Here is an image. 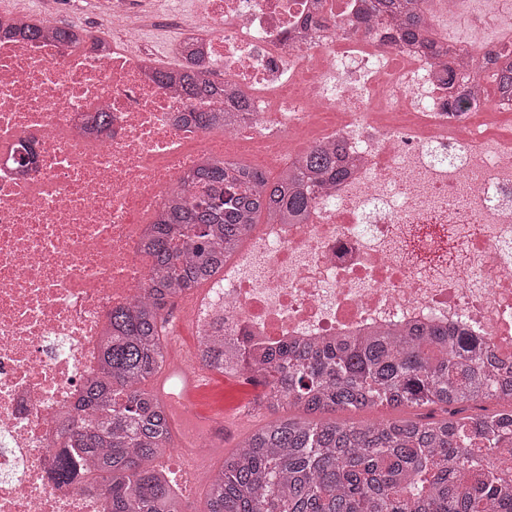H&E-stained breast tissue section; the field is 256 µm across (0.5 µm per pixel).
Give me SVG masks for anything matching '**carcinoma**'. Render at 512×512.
I'll return each mask as SVG.
<instances>
[{
  "instance_id": "1",
  "label": "carcinoma",
  "mask_w": 512,
  "mask_h": 512,
  "mask_svg": "<svg viewBox=\"0 0 512 512\" xmlns=\"http://www.w3.org/2000/svg\"><path fill=\"white\" fill-rule=\"evenodd\" d=\"M401 37L438 61L456 81L489 80L512 92L507 50H470L439 36L419 0H368L358 24ZM56 39L82 48L74 28ZM154 77L189 98L224 96V113L195 112L200 129L242 130L251 108L204 71L161 68ZM345 174L342 150L315 145L272 181L234 159H207L183 177L157 221L147 248L156 258L145 295L111 315L99 373L86 386L62 434L66 451L54 476L72 484L92 476L107 512H184L183 494L156 459L171 448L168 410L147 383L165 360V312L223 270L263 216L305 222L314 190ZM203 365L227 375L244 371L264 387L259 406L276 418L252 431L224 457L211 479L206 512H512V483L483 468L479 458H512V380L485 365L484 349L461 329L422 324L410 332L313 343L288 342L256 357L242 346L224 357V322L202 337ZM498 402L489 413L461 407ZM380 406L444 408L447 416L339 423L321 418L337 410Z\"/></svg>"
}]
</instances>
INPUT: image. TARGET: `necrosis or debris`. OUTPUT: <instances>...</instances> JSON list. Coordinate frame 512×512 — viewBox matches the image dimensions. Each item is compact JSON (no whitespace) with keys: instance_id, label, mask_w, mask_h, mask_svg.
<instances>
[{"instance_id":"necrosis-or-debris-1","label":"necrosis or debris","mask_w":512,"mask_h":512,"mask_svg":"<svg viewBox=\"0 0 512 512\" xmlns=\"http://www.w3.org/2000/svg\"><path fill=\"white\" fill-rule=\"evenodd\" d=\"M172 46L249 99L253 139L279 154L324 111L346 174L303 224H260L189 313L197 335L260 350L436 322L512 363V137L448 107L428 55L344 36L361 0H196ZM511 38L486 0H439ZM105 53L0 38V512H105L54 479L63 417L100 366L116 308L149 285L144 241L180 174L214 147L189 122L212 99L158 83L131 0H102ZM109 124L95 129L98 113Z\"/></svg>"}]
</instances>
